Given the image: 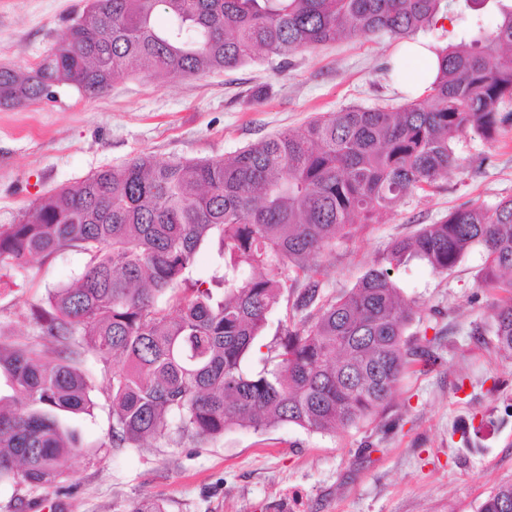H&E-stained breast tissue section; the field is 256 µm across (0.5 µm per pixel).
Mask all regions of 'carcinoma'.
Returning <instances> with one entry per match:
<instances>
[{"instance_id":"obj_1","label":"carcinoma","mask_w":512,"mask_h":512,"mask_svg":"<svg viewBox=\"0 0 512 512\" xmlns=\"http://www.w3.org/2000/svg\"><path fill=\"white\" fill-rule=\"evenodd\" d=\"M482 6L496 17L485 31ZM167 25L153 22L157 11ZM468 24L438 49L426 95L396 111L348 107L221 158L140 155L33 202L0 225V269L66 251L88 257L71 283L30 309L33 334L0 346V485L66 482L82 451L63 414L94 408L84 365L107 379L112 426L103 448L215 440L232 428L292 424L329 433L383 414L431 344L405 337L422 319L393 271L413 259L455 267L487 254L481 281L512 294V199L462 206L398 240L359 283L323 297L314 261L378 211L445 176L453 144L512 127V0H87L65 40L20 74L0 66V107L57 101L63 87L96 97L137 73L193 77L238 67L259 51L279 69L346 37L399 43L441 19ZM215 250L206 279L195 253ZM296 315L265 341L272 307L298 275ZM498 348L512 356V297L497 307ZM266 348L259 369L248 364ZM129 512H168L148 497ZM480 512H512V483Z\"/></svg>"}]
</instances>
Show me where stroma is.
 Returning <instances> with one entry per match:
<instances>
[{"mask_svg": "<svg viewBox=\"0 0 512 512\" xmlns=\"http://www.w3.org/2000/svg\"><path fill=\"white\" fill-rule=\"evenodd\" d=\"M86 0H0V65L28 70L64 35ZM400 45L387 35L342 39L297 54L285 71L264 55L219 73L151 81L133 75L95 98L61 91L57 102L0 108V225L55 188L144 153L160 161L232 154L270 134L303 132L317 114L349 106L399 107L406 90L383 70ZM455 165L426 190L374 214L316 260L325 297L351 289L394 240L441 221L463 204L512 198V128L496 140L466 136ZM485 252L475 247L451 270L414 261L393 278L427 310L406 334L437 340L436 363L399 382L382 418L333 433L280 425L265 433L230 429L201 445L166 440L106 448L112 423L108 382L93 373V415L65 418L81 439L70 459L71 488L0 489L19 512H130L156 496L168 512H479L512 482V359L498 351L495 309L503 292L482 287ZM65 252L0 274V344L31 332L29 309L82 271Z\"/></svg>", "mask_w": 512, "mask_h": 512, "instance_id": "obj_1", "label": "stroma"}]
</instances>
